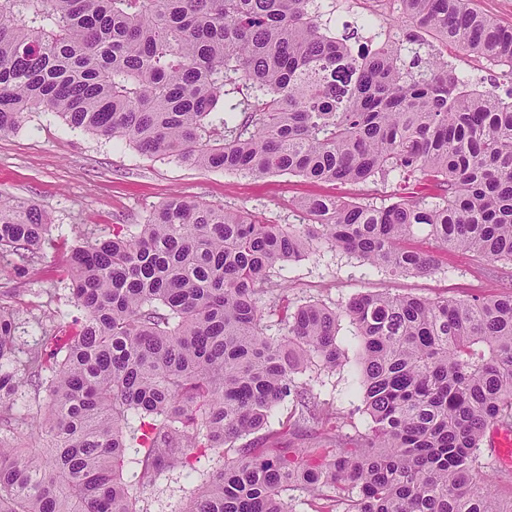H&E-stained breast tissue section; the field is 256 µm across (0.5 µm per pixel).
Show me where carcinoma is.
I'll return each instance as SVG.
<instances>
[{
    "label": "carcinoma",
    "instance_id": "1",
    "mask_svg": "<svg viewBox=\"0 0 512 512\" xmlns=\"http://www.w3.org/2000/svg\"><path fill=\"white\" fill-rule=\"evenodd\" d=\"M419 33L512 66V27L469 0H399ZM324 0H0V135L31 112L204 170L360 183L396 173L443 188L391 204H300L306 224L174 195L133 233L86 238L69 256L83 312L46 358L16 356L17 312L0 304V512H140V481L223 460L179 512H288L291 483L347 495L345 512H512L482 445L512 429V289L486 299L364 293L338 312L289 311L270 270L326 243L396 276H426L444 249L512 262V100L469 87L448 62L405 57L353 31ZM241 98H236V95ZM48 214L0 196V257L43 258ZM277 314L286 333L270 336ZM359 346L368 429L338 448L257 454L244 437L294 410L336 429L308 372L345 366L336 323ZM37 403L42 444L22 441ZM235 456H228L229 449Z\"/></svg>",
    "mask_w": 512,
    "mask_h": 512
}]
</instances>
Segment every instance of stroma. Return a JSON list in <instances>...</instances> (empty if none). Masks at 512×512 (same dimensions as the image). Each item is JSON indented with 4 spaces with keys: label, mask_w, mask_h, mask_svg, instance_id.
<instances>
[{
    "label": "stroma",
    "mask_w": 512,
    "mask_h": 512,
    "mask_svg": "<svg viewBox=\"0 0 512 512\" xmlns=\"http://www.w3.org/2000/svg\"><path fill=\"white\" fill-rule=\"evenodd\" d=\"M399 16L398 0H336L331 29L338 33L343 24L357 25L365 42L378 45L410 33V25ZM429 52L452 63L478 90H492L503 98L512 93L511 67L436 40ZM398 180L394 174L385 182L332 184L288 174L256 176L191 168L143 155L121 140L70 128L52 113L34 112L17 131L0 135V194L38 204L50 216L51 232L43 259L25 271L0 260V302L20 312V347L38 345L48 353L54 345L42 343L45 332L67 336L81 315L68 271L70 250L79 235L97 238L111 235L117 225L145 223L175 194L243 211L269 224L297 225L304 218L298 208L302 199L337 196L386 205L399 189ZM412 245L435 253L438 267L432 274L393 276L323 244L308 257L277 265L271 279L287 285L290 307L318 301L336 310L366 292L469 299L500 293L512 282L510 264L449 252L423 236ZM337 340L347 363L336 372H318L313 388L319 400L335 410L338 427L330 434L308 425L289 437V447L330 448L367 427L358 409L357 341L348 318L339 320ZM195 488L181 469L170 468L154 484L138 489V507L140 512H177Z\"/></svg>",
    "instance_id": "35a3bbf8"
}]
</instances>
